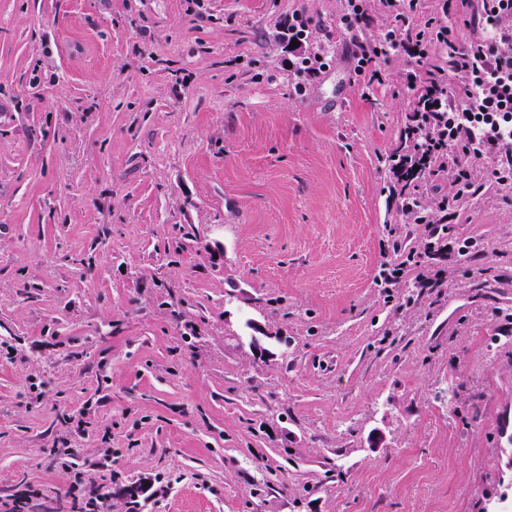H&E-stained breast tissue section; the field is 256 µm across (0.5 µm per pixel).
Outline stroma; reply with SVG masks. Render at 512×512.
Listing matches in <instances>:
<instances>
[{"label": "stroma", "instance_id": "1", "mask_svg": "<svg viewBox=\"0 0 512 512\" xmlns=\"http://www.w3.org/2000/svg\"><path fill=\"white\" fill-rule=\"evenodd\" d=\"M482 7L0 0V512L512 502V187L461 156L407 224L388 163L412 77L464 105L434 34ZM395 25L429 58L371 80L353 41ZM410 255L431 285L381 287Z\"/></svg>", "mask_w": 512, "mask_h": 512}]
</instances>
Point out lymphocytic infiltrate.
Returning a JSON list of instances; mask_svg holds the SVG:
<instances>
[{
	"label": "lymphocytic infiltrate",
	"instance_id": "f902f5d3",
	"mask_svg": "<svg viewBox=\"0 0 512 512\" xmlns=\"http://www.w3.org/2000/svg\"><path fill=\"white\" fill-rule=\"evenodd\" d=\"M478 25L495 30L497 36L455 59L456 70L468 78L463 87L467 106L453 105L450 95L424 82L420 96L428 106L415 115L419 133L409 156L437 171L454 172L459 181L464 175L457 170V149L476 159L495 149L500 168L512 167V150L504 147L501 135L502 124L512 123V0H485ZM478 126L483 136L476 141L472 131Z\"/></svg>",
	"mask_w": 512,
	"mask_h": 512
}]
</instances>
